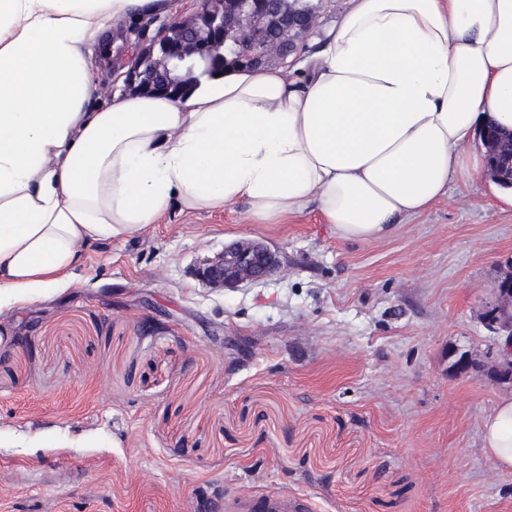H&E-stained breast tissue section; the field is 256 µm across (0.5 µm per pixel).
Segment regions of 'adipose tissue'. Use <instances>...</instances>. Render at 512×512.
I'll use <instances>...</instances> for the list:
<instances>
[{
  "label": "adipose tissue",
  "instance_id": "1",
  "mask_svg": "<svg viewBox=\"0 0 512 512\" xmlns=\"http://www.w3.org/2000/svg\"><path fill=\"white\" fill-rule=\"evenodd\" d=\"M173 0H0V309L54 289L96 242L144 234L171 202H245L258 224L315 206L345 241L389 236L512 129V0H349L302 76L228 67L184 97L89 111L85 49ZM483 447L512 470V397Z\"/></svg>",
  "mask_w": 512,
  "mask_h": 512
}]
</instances>
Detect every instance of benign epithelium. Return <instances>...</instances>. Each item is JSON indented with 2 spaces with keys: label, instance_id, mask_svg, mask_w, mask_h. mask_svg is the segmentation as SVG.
I'll use <instances>...</instances> for the list:
<instances>
[{
  "label": "benign epithelium",
  "instance_id": "obj_1",
  "mask_svg": "<svg viewBox=\"0 0 512 512\" xmlns=\"http://www.w3.org/2000/svg\"><path fill=\"white\" fill-rule=\"evenodd\" d=\"M196 2L194 12L176 16L152 37L138 38L133 64L126 72L127 84L184 95L196 86L195 71L203 69L208 75L223 71L220 49L229 40L244 50L239 59L243 66L284 62L313 30L317 19L313 10H283L280 0H224L219 7L213 0ZM480 141L485 176L512 187V152L504 153L498 139L486 132L480 134ZM280 267L277 252L262 242L246 240L205 260L196 276L213 288H237L264 281ZM492 294L481 314L482 324L498 340L492 364L485 368L463 352L457 355L453 369L460 375L487 370L498 383L512 385V259L503 266Z\"/></svg>",
  "mask_w": 512,
  "mask_h": 512
}]
</instances>
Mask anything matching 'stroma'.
Here are the masks:
<instances>
[{
  "label": "stroma",
  "mask_w": 512,
  "mask_h": 512,
  "mask_svg": "<svg viewBox=\"0 0 512 512\" xmlns=\"http://www.w3.org/2000/svg\"><path fill=\"white\" fill-rule=\"evenodd\" d=\"M144 18L86 52L92 106L124 91ZM386 238L340 240L315 207L252 223L245 203L170 206L143 237L90 246L71 279L0 316V512H512L482 423L512 386L480 316L512 258V195L479 168ZM259 240L279 271L212 289L195 275Z\"/></svg>",
  "instance_id": "35a3bbf8"
}]
</instances>
